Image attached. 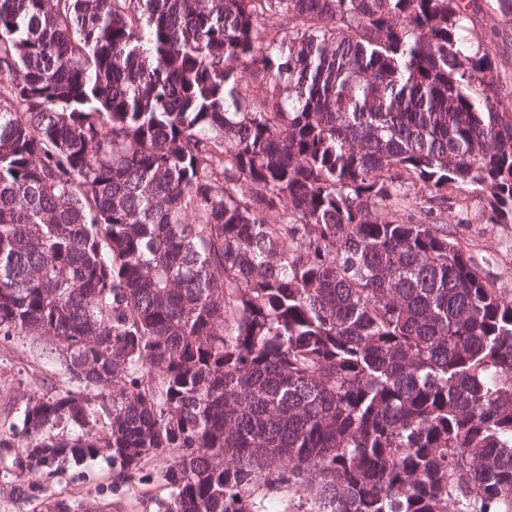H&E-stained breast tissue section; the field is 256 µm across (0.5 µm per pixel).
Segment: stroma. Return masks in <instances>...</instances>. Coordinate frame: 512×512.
Instances as JSON below:
<instances>
[{
	"label": "stroma",
	"mask_w": 512,
	"mask_h": 512,
	"mask_svg": "<svg viewBox=\"0 0 512 512\" xmlns=\"http://www.w3.org/2000/svg\"><path fill=\"white\" fill-rule=\"evenodd\" d=\"M449 237L458 239L474 264L504 296L512 299V223L491 219L486 194L468 187L450 190L448 209L440 219ZM66 352L52 338L37 335L0 339V435L18 424V415L32 396L49 397L65 389L58 369ZM169 456L157 454L148 469L150 482L131 480L114 483L112 469L98 461L84 469L54 475L27 473L26 481L50 487L55 498L80 503V512H158V503L168 491L160 476Z\"/></svg>",
	"instance_id": "obj_1"
}]
</instances>
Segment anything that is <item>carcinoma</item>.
Here are the masks:
<instances>
[{
    "mask_svg": "<svg viewBox=\"0 0 512 512\" xmlns=\"http://www.w3.org/2000/svg\"><path fill=\"white\" fill-rule=\"evenodd\" d=\"M474 0H0V335L91 397L28 399L21 483L104 458L162 512H512V299L422 181L512 222L498 44ZM288 20L289 44L257 20ZM278 214L281 223L268 217ZM65 422L66 438L48 430ZM27 439L20 452L15 437ZM253 504L252 512H270L273 508H280L282 512H310L308 503L290 504L288 506V490L285 485H278L273 488L262 487L251 495Z\"/></svg>",
    "mask_w": 512,
    "mask_h": 512,
    "instance_id": "carcinoma-1",
    "label": "carcinoma"
}]
</instances>
